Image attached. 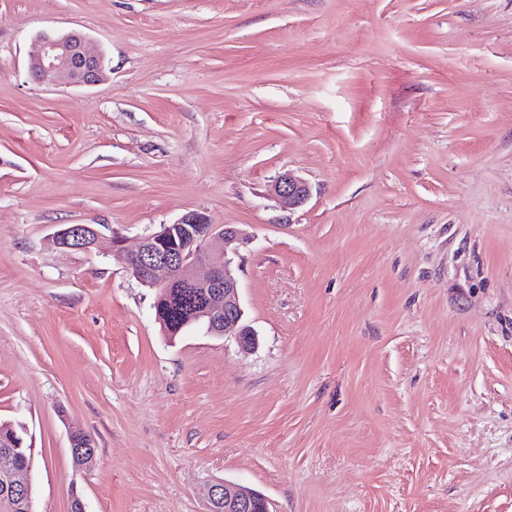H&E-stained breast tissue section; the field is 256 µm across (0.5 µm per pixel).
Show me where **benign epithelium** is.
I'll use <instances>...</instances> for the list:
<instances>
[{
    "label": "benign epithelium",
    "mask_w": 512,
    "mask_h": 512,
    "mask_svg": "<svg viewBox=\"0 0 512 512\" xmlns=\"http://www.w3.org/2000/svg\"><path fill=\"white\" fill-rule=\"evenodd\" d=\"M38 42V51L28 62V72L35 81L91 86L102 80L105 58L89 51L82 32L42 31ZM269 195L282 207L294 210L308 200L310 189L303 179L286 172L272 181ZM100 238L94 226L74 224L56 230L49 241L62 251L90 252L98 246ZM247 241L240 228L212 224L206 216L190 211L145 235L134 252L124 249L120 237H112V255L124 262L139 283L155 290L158 297L173 288L188 290L196 299V326L213 336L231 332L241 348L249 349L255 344V333L243 321L238 280L228 257L229 245ZM202 265L209 267V275L204 279L196 274ZM70 449L78 463H88L95 456L92 443L81 432L70 433ZM28 469L26 464L4 468L0 484L21 491L27 512H32L30 487L20 480ZM204 496L208 512H270L268 501L261 494L226 482L207 485Z\"/></svg>",
    "instance_id": "benign-epithelium-1"
}]
</instances>
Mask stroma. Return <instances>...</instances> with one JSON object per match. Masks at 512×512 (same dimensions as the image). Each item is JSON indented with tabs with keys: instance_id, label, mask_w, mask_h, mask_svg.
<instances>
[{
	"instance_id": "obj_1",
	"label": "stroma",
	"mask_w": 512,
	"mask_h": 512,
	"mask_svg": "<svg viewBox=\"0 0 512 512\" xmlns=\"http://www.w3.org/2000/svg\"><path fill=\"white\" fill-rule=\"evenodd\" d=\"M46 29L105 79L33 80ZM190 210L249 235L251 350L105 254ZM0 421L35 512H512V0H0ZM269 195L283 208L294 210L308 200L310 189L303 179L286 172L272 181ZM100 238V232L93 225L74 224L56 230L49 241L62 251L91 252L98 246ZM178 292L175 290L170 295L169 299L161 301L158 312H161V316L165 325V331L169 336H177L186 328L195 326L194 324H188L193 316V310L190 307L183 306L177 299ZM157 319L162 322V319L157 314ZM69 438L71 454L76 462L84 464L93 460L95 456V450L93 449L95 448V443L91 436L89 440L93 441V445L88 441L85 434L81 432H72ZM208 512H271L268 501L260 494L226 482L204 488Z\"/></svg>"
}]
</instances>
